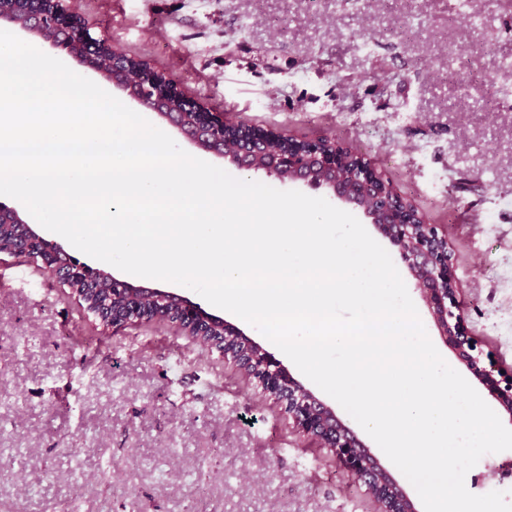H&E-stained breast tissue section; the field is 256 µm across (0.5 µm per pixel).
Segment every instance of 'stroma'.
I'll return each mask as SVG.
<instances>
[{
  "label": "stroma",
  "instance_id": "35a3bbf8",
  "mask_svg": "<svg viewBox=\"0 0 512 512\" xmlns=\"http://www.w3.org/2000/svg\"><path fill=\"white\" fill-rule=\"evenodd\" d=\"M232 122L357 149L448 236L471 336L512 372V0H67ZM512 450L465 477L502 491ZM83 463L86 477L69 470ZM375 512L217 350L116 330L0 255V512Z\"/></svg>",
  "mask_w": 512,
  "mask_h": 512
}]
</instances>
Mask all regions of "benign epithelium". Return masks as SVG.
Listing matches in <instances>:
<instances>
[{
  "instance_id": "7a95c632",
  "label": "benign epithelium",
  "mask_w": 512,
  "mask_h": 512,
  "mask_svg": "<svg viewBox=\"0 0 512 512\" xmlns=\"http://www.w3.org/2000/svg\"><path fill=\"white\" fill-rule=\"evenodd\" d=\"M25 3L26 14L17 25L30 34L43 35L44 0H25ZM55 3L57 31L49 41L63 50L71 32L78 30L82 36V59L89 69L155 113L162 122L177 129L199 149L227 160L241 171L261 172L284 183L300 182L324 188L337 202L360 210L397 248L399 258L411 274L444 342L456 351L512 422V373L494 374L492 364L485 362L476 342L465 330L458 313L460 288L448 240L431 225L428 233L419 234L416 231L419 218L412 207L402 196L390 191L388 181L370 163L361 167L357 178H342L337 175L339 153L324 147V140L317 139L305 140L302 145L284 153H270L264 167L257 168L255 158L266 151L268 140L275 132L251 128L249 135L236 147L227 148L224 139L215 136L216 130L224 128L223 113L209 112L184 96L171 77L162 75L144 59L139 60L135 76L130 72L127 56L112 48L109 49L108 63L100 64L98 55L101 47L110 45L108 38L79 25L63 5V0H55ZM25 229L26 243L36 247L35 251L27 250L25 254L40 261L41 268L47 273L66 280L75 269L82 280L91 285L106 278L112 280V291L124 297V307L120 311L109 309L105 302L95 305L85 300L82 293H77L104 325L118 328L133 319L148 321L150 314L145 303L155 301L171 308L170 322L179 324L187 333L194 330L202 336L212 329L220 331L223 338L211 341L209 346L222 354L230 355L226 344L232 340L248 344V378L255 381L262 396L280 405L297 429L328 448L340 468L364 483L377 505V512H418L413 500L390 471L336 414V410L296 380L286 366L238 326L206 312L186 297L119 280L100 267L69 258L55 242L40 236L31 225L25 224Z\"/></svg>"
}]
</instances>
